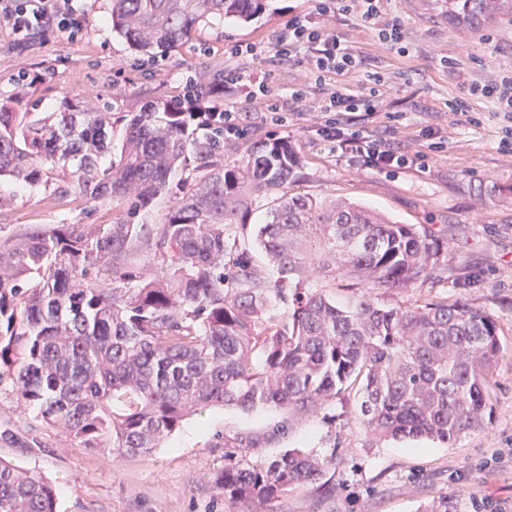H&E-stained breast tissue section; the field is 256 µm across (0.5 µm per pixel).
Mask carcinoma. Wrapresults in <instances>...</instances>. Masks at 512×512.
<instances>
[{"instance_id": "cac0c4a2", "label": "carcinoma", "mask_w": 512, "mask_h": 512, "mask_svg": "<svg viewBox=\"0 0 512 512\" xmlns=\"http://www.w3.org/2000/svg\"><path fill=\"white\" fill-rule=\"evenodd\" d=\"M507 2L448 0V18L477 28ZM266 7L112 0L111 22L135 52L160 56L213 19L248 23ZM188 126L173 108L134 112L115 154L110 112L0 102V177L37 186L55 175L64 196L122 207L110 224H31L0 244V386L84 447L121 457L151 453L212 407L307 413L353 388L359 420L378 439L452 443L483 428L501 352L497 321L460 300L378 301L432 276L434 235L290 192L301 158L284 139L226 166L217 153L224 132L200 139ZM190 158L202 172L191 179L183 177ZM177 174L181 188L162 223H139ZM260 195L271 201L255 242L273 274L242 256L229 286L225 235ZM341 276L351 280L345 305L329 292ZM273 300L283 313L271 312ZM333 464L286 450L226 465L215 484L231 499L267 504L319 482ZM0 512H56V490L0 461ZM424 512L456 506L441 493Z\"/></svg>"}]
</instances>
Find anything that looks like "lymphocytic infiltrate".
Listing matches in <instances>:
<instances>
[{
    "label": "lymphocytic infiltrate",
    "instance_id": "lymphocytic-infiltrate-1",
    "mask_svg": "<svg viewBox=\"0 0 512 512\" xmlns=\"http://www.w3.org/2000/svg\"><path fill=\"white\" fill-rule=\"evenodd\" d=\"M381 8L382 0H315L312 13L290 20L269 44H225L224 56L229 64L224 68L221 82L203 84L190 79L186 86L193 90L206 89L212 101V118L220 120L225 136L231 137L242 129L244 103L260 105L271 122L280 125L285 123L287 113L298 111L306 98L301 86L293 87L285 97L275 94L267 80H256L245 74L243 62L268 58L301 62L308 66L316 82L328 86L319 106L324 118L316 130L322 141L332 144L339 153L363 157L368 165L379 170L408 166L407 155L397 153L366 126L351 120V113L375 112L390 83L382 73L364 69L362 58L327 25L333 17L356 18L375 25ZM85 23V15L74 6L73 0H0V24L7 25L22 38L51 29L72 39L82 32ZM375 36L389 50L399 53L407 50L405 28L399 19L376 27ZM358 71L363 74L359 91L330 83L332 77ZM476 95L503 113L507 124L502 129L499 145L512 150V68L501 70L494 82L465 87L462 96L449 100L447 107L454 114H467V99Z\"/></svg>",
    "mask_w": 512,
    "mask_h": 512
}]
</instances>
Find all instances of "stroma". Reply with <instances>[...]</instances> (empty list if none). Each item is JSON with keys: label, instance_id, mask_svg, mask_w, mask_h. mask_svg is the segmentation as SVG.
I'll return each instance as SVG.
<instances>
[{"label": "stroma", "instance_id": "stroma-1", "mask_svg": "<svg viewBox=\"0 0 512 512\" xmlns=\"http://www.w3.org/2000/svg\"><path fill=\"white\" fill-rule=\"evenodd\" d=\"M77 5L87 24L73 41L52 31L19 40L0 27V101L18 98L43 112L78 102L123 116L140 112L182 94L188 76L223 71L226 42L266 43L288 19L314 7L312 0H271L251 26L232 18L211 21L152 67L113 32L112 0ZM382 18L404 20L406 54L385 49L359 24L338 22L334 29L367 68L391 79L378 112L364 117V124L396 152H423V163L378 171L361 158L336 153L316 134L320 115L314 107L323 86L307 66L274 60L248 64L247 71L266 77L280 95L306 86L307 108L275 125L259 106H250L243 134L224 143V162L241 163L253 144L285 138L303 159L295 192L428 227L439 243L431 279L387 301L461 300L496 319L502 351L490 423L451 445L379 440L356 422V398L349 392L308 414L214 408L186 420L149 455L120 458L83 448L2 390L0 428L14 429L21 441H0V459L51 481L56 512H421L441 492L457 512H494L512 504V459L498 456L512 448V152L499 146L503 117L490 102L470 99L468 121L446 108L462 84L497 77L486 60L491 51L512 60V13L474 30L449 21L448 0H385ZM448 57L456 59V68L444 66ZM22 70L36 75V82L18 87ZM0 195L10 200L0 208V242L28 224H108L117 213L109 203L60 196L55 179L30 187L4 177ZM293 448L334 456L322 486L298 487L262 506L229 499L213 483L227 464L265 461Z\"/></svg>", "mask_w": 512, "mask_h": 512}]
</instances>
